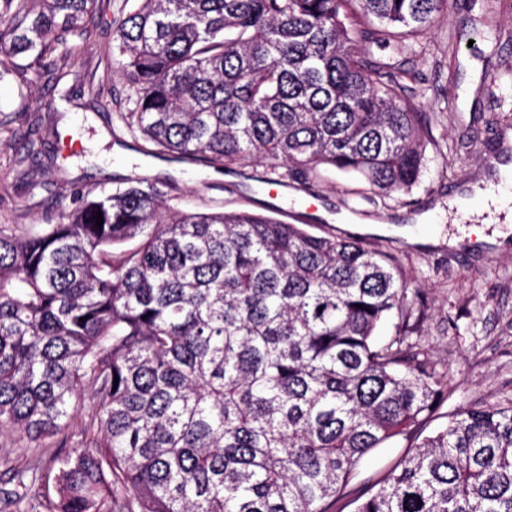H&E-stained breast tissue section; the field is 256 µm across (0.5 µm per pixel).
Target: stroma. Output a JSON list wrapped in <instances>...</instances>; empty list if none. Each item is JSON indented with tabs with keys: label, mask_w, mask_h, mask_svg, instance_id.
I'll return each instance as SVG.
<instances>
[{
	"label": "stroma",
	"mask_w": 512,
	"mask_h": 512,
	"mask_svg": "<svg viewBox=\"0 0 512 512\" xmlns=\"http://www.w3.org/2000/svg\"><path fill=\"white\" fill-rule=\"evenodd\" d=\"M484 0H459L441 16L417 50L422 80L410 103L429 120L426 165L409 193L377 197L367 182L325 166L309 179L287 182V199L273 198L261 183L266 165L244 164L227 172L200 163L147 153L142 139L113 129L111 114L125 95L120 77L101 84L99 63L112 43L110 25L73 56L77 94L44 83H0V111L45 115L42 153L20 179L25 128L0 127V224L23 229L53 224L88 190H112L136 178H171L164 192L182 210H248L276 207L287 224L317 235L355 237L393 254L410 287L420 289L413 307L417 340L439 370L448 393L425 427L432 433L448 414L472 402L512 395V209L474 197L471 209L448 206L455 193L484 187L496 154L512 146V91L488 94L490 80L512 65V0L494 22L495 39L480 37ZM83 440L80 420L66 438L40 450L22 434L0 436V473L52 451H71Z\"/></svg>",
	"instance_id": "obj_1"
}]
</instances>
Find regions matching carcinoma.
Instances as JSON below:
<instances>
[{
	"instance_id": "obj_1",
	"label": "carcinoma",
	"mask_w": 512,
	"mask_h": 512,
	"mask_svg": "<svg viewBox=\"0 0 512 512\" xmlns=\"http://www.w3.org/2000/svg\"><path fill=\"white\" fill-rule=\"evenodd\" d=\"M115 0H0V81L57 87ZM453 0H124L115 120L152 151L265 183L328 165L376 194L425 165L419 36ZM389 48L399 63L375 60ZM102 213V226L96 225ZM395 259L246 211L171 207L148 178L75 199L56 224L0 225V434L65 433L0 496L44 512H331L364 460L410 449L354 512H512V397L421 436L448 388L412 340ZM396 334L376 339L382 322ZM118 385H113V381Z\"/></svg>"
}]
</instances>
